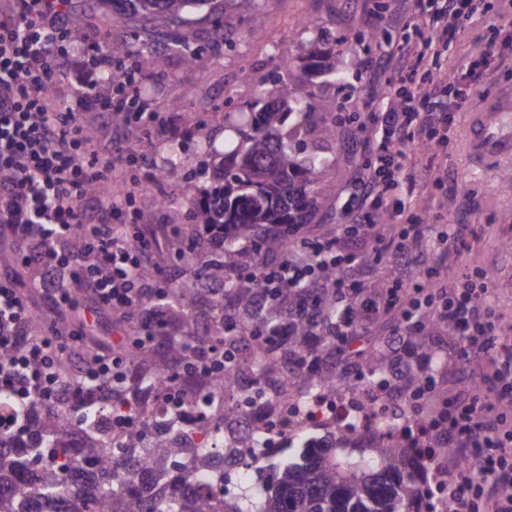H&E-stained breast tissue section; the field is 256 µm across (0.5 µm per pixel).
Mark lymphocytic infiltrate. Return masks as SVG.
Here are the masks:
<instances>
[{"instance_id":"1","label":"lymphocytic infiltrate","mask_w":512,"mask_h":512,"mask_svg":"<svg viewBox=\"0 0 512 512\" xmlns=\"http://www.w3.org/2000/svg\"><path fill=\"white\" fill-rule=\"evenodd\" d=\"M480 18L492 34L511 30L512 0H497L488 15L474 0H401L389 19L392 38L371 63L372 74L390 70L394 79L382 97H364L357 104L373 116L360 132L374 160L362 168L343 204L347 222L335 236L317 241L305 237L302 227H293L298 255L268 273L269 284L284 288L308 280L322 264L343 271L335 285L336 333L344 338L338 364L355 355L352 338L359 322L396 308L399 301L394 290L357 302L347 297L345 275L360 265L350 240H370L375 252L409 268L424 239L423 218L404 194L410 144L424 139L441 149L437 165L423 173L426 190L457 184L444 148L456 111L474 106L490 74L488 56H467L444 78L436 70L449 37L463 22ZM69 24L68 0H9L8 8L0 10V232L18 244L20 262L37 269L33 286L56 309L77 305L69 284L76 277L89 285L97 308L122 314L133 301L163 286L141 272L150 240L131 238L127 230V208L137 190L158 184L157 166L145 153L130 154L123 141L115 156L100 157L84 134L81 116L96 112L110 121L120 114L128 127L148 122L134 105L141 61L113 56L102 39L80 55L70 54L65 46ZM67 75L75 80L74 94L60 102L55 86ZM133 161L142 169L135 192L120 202L106 201L98 215H91L89 185L110 190L116 169ZM79 228L85 231V249L75 255L68 243ZM489 293L485 278L472 271L456 281L452 292L400 309L395 330L402 342L427 327L447 328L461 341L463 356H481L497 367L486 391L473 390L444 404L433 422L436 447L489 451L477 476L449 471L448 497L458 512H512V430L501 429L485 414L493 402L512 407V337L497 323ZM31 313L15 280L0 276L1 346L13 344ZM81 338L78 331L41 337L23 355L0 364V384L14 388L22 402L54 392L53 365Z\"/></svg>"}]
</instances>
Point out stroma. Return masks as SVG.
Masks as SVG:
<instances>
[{
  "mask_svg": "<svg viewBox=\"0 0 512 512\" xmlns=\"http://www.w3.org/2000/svg\"><path fill=\"white\" fill-rule=\"evenodd\" d=\"M393 7L394 0H318L314 5L309 0H260L258 18L237 23L238 40L231 50L211 40L213 18L224 13L222 0H217L214 8L190 12L182 26L161 21L144 24L100 6L89 10L85 43L102 36L112 43L129 42L154 62L138 81L145 89V110L158 116L156 124L138 130L146 154L159 165L169 157L170 138L163 133V125L176 124L186 134L174 176L154 188L156 196L168 199V207H152L141 200L135 204L133 224L146 232L151 242L145 256L147 263L157 265L177 282L191 277V269L176 256L182 242L175 229L188 223L194 203L213 182L208 145L222 139L226 111L250 112L260 81L275 72L279 63L294 62L304 55L296 37V19L309 12L327 33L342 30L349 35L348 42L336 47L337 54L348 63V85L336 83L321 88L322 97L336 101V110L327 113V120L338 115L346 118L339 126L340 137L330 144L317 142L309 134L303 137L308 151L319 150L329 157L322 181L333 187L316 223L310 225L308 236L315 239L334 235L337 224L344 221L340 206L370 157L368 147L358 138V128L370 122V114L356 115L353 123L348 117L354 115L358 99L381 92L379 81L373 80L365 69L366 61L376 57L380 46L358 43L355 36L386 26ZM184 29L193 33L196 46L203 50L202 63L194 67L183 64L174 45ZM486 42L491 45L489 62L494 89H512V37L503 33L490 39L479 21L469 24L442 50L438 58L440 75H447L461 54ZM469 130L468 113H460L448 145V166L454 170L458 186L437 192L436 196H428L421 180L425 167L433 161L432 147L419 142L409 152L412 180L407 193L430 218L427 239L417 257L426 277H404L402 270L385 257L364 265L363 276L401 279L399 296L407 303L416 299L418 291L451 287L466 272L470 261H478L493 273L491 301L501 324L512 327V248L506 246L507 241H512V192L502 189L504 175H512V159L473 160L465 149ZM448 224L459 225L467 233L472 244L470 256L455 257L445 251L439 235ZM434 340L446 350V366L438 375L443 394L453 398L460 391L488 386L494 365L479 357L459 359V341L446 330H435Z\"/></svg>",
  "mask_w": 512,
  "mask_h": 512,
  "instance_id": "35a3bbf8",
  "label": "stroma"
}]
</instances>
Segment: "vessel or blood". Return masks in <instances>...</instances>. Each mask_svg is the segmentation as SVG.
Returning <instances> with one entry per match:
<instances>
[{"label": "vessel or blood", "instance_id": "1", "mask_svg": "<svg viewBox=\"0 0 512 512\" xmlns=\"http://www.w3.org/2000/svg\"><path fill=\"white\" fill-rule=\"evenodd\" d=\"M512 112V94L502 92L484 98L474 114L467 151L475 157L508 159L512 157V126L502 125L505 113Z\"/></svg>", "mask_w": 512, "mask_h": 512}]
</instances>
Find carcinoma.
Wrapping results in <instances>:
<instances>
[{
	"instance_id": "carcinoma-1",
	"label": "carcinoma",
	"mask_w": 512,
	"mask_h": 512,
	"mask_svg": "<svg viewBox=\"0 0 512 512\" xmlns=\"http://www.w3.org/2000/svg\"><path fill=\"white\" fill-rule=\"evenodd\" d=\"M115 13L146 21H185V15L209 0H93ZM233 12L214 19L216 36L226 38L236 16H258L259 0H227ZM300 44L314 46L323 31L313 15L298 27ZM181 53L188 66L202 58L190 32L182 35ZM310 67L334 82L347 76L346 62L334 53L315 54ZM305 68L292 63L284 73L261 82L262 106L240 123L229 116L224 129L234 134V145L224 147L216 165L215 185L194 204V226L179 228L183 238H193L194 227L222 231L224 250L210 257L188 245L179 260L193 269L194 286L179 283L164 290L157 303L167 309V326L150 348H132L123 363L125 383L112 388L106 378L82 384V369L60 357L55 363L58 393L19 404L13 392L0 387V411L11 419L22 417L12 436L0 437V512H30L33 501L51 505L48 512H211L210 503L194 498L191 485L224 468L222 455L201 454L181 473L169 475L174 461L189 449L178 439L179 423L173 417L160 427L130 425L126 431L127 458H110L102 430L101 410L87 396L102 390L112 395V413L135 415L160 386L176 389L198 378L199 390L213 387L235 391L240 376H253L263 389L288 373L299 388L319 382H336L326 356L336 354V267L326 265L308 285L270 288L262 273L268 264L288 259L291 245L287 228L309 224L324 206L331 187L321 183L328 159L314 152L305 156L290 140L315 124L317 114L336 109L334 102L318 96L308 86ZM299 122L283 134L291 116ZM135 304L126 320L135 326L155 303ZM44 316L36 313L26 335L10 348L0 347V362L22 351L40 329ZM391 345H377L361 353L359 375L341 376L343 385L360 388L377 376L390 377L394 365ZM407 417L397 432L376 439L368 451L354 456L345 436L332 446L306 440L300 450L287 446L279 462L265 467L261 492L245 489L230 512H421L420 502L429 488L425 474L415 464L412 451L419 439ZM51 461L29 476L40 457ZM92 469L81 484L69 480L72 472ZM150 471L162 478L154 490L137 483Z\"/></svg>"
}]
</instances>
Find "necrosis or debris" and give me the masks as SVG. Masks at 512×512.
I'll return each instance as SVG.
<instances>
[{
  "label": "necrosis or debris",
  "mask_w": 512,
  "mask_h": 512,
  "mask_svg": "<svg viewBox=\"0 0 512 512\" xmlns=\"http://www.w3.org/2000/svg\"><path fill=\"white\" fill-rule=\"evenodd\" d=\"M240 388L238 402L243 412L235 418L225 417L223 403L210 399L200 405L193 403V391L185 388L177 397L169 391H159L140 406L136 421L152 426L166 420L171 408H178L181 438L186 446H231L247 460L274 455L286 443L304 441L310 431L323 436L344 435L367 446L379 435L394 431L397 425L399 398L378 385L353 391L328 384L313 396L299 393L285 380L267 393L251 391L246 382ZM202 419L211 422V432L198 429L197 423Z\"/></svg>",
  "instance_id": "1"
}]
</instances>
